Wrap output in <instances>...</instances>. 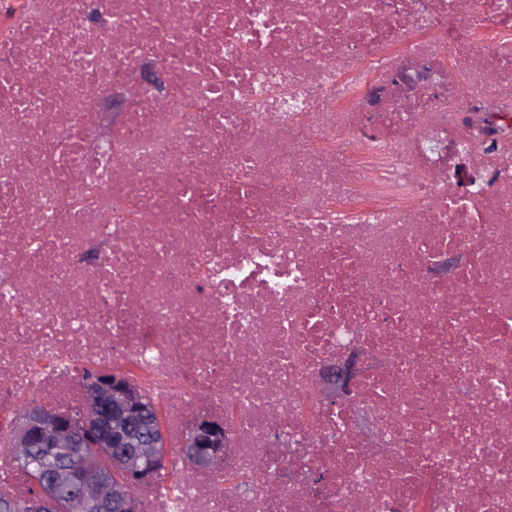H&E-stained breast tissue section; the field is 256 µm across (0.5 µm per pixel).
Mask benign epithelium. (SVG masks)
Listing matches in <instances>:
<instances>
[{
    "mask_svg": "<svg viewBox=\"0 0 512 512\" xmlns=\"http://www.w3.org/2000/svg\"><path fill=\"white\" fill-rule=\"evenodd\" d=\"M367 362L363 349L350 346L342 357L324 364L319 380L324 400L341 403L351 392ZM84 405L73 419H62L46 409L30 407L14 434L16 454L25 459L32 438L40 437L55 462L46 471L50 486L72 488L73 512H138L134 486L152 478L157 471L155 439L160 431L139 389L120 377L105 379L91 372L83 381ZM224 426L208 418L197 421L185 438L182 451L201 467L222 461ZM114 455L125 475L119 482L102 473L93 453ZM3 512H54L53 500L44 492L37 497L10 499L0 506Z\"/></svg>",
    "mask_w": 512,
    "mask_h": 512,
    "instance_id": "1",
    "label": "benign epithelium"
}]
</instances>
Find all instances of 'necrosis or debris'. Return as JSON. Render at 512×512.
I'll use <instances>...</instances> for the list:
<instances>
[{
	"mask_svg": "<svg viewBox=\"0 0 512 512\" xmlns=\"http://www.w3.org/2000/svg\"><path fill=\"white\" fill-rule=\"evenodd\" d=\"M511 115L512 0H0V425L108 366L226 424L144 512H512ZM366 362L363 349L349 346L338 360L324 364L319 372L324 400L329 404L341 403L364 371Z\"/></svg>",
	"mask_w": 512,
	"mask_h": 512,
	"instance_id": "necrosis-or-debris-1",
	"label": "necrosis or debris"
}]
</instances>
